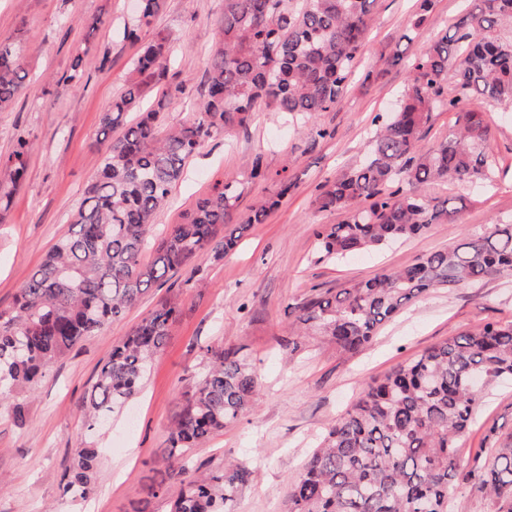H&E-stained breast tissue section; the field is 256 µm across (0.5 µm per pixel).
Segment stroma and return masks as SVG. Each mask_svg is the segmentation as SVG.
<instances>
[{"mask_svg": "<svg viewBox=\"0 0 512 512\" xmlns=\"http://www.w3.org/2000/svg\"><path fill=\"white\" fill-rule=\"evenodd\" d=\"M470 7L469 0H432L423 18L419 0H375L341 98L314 117L330 137L311 142L310 125L261 106L245 126L211 138L190 158L169 204L156 215L154 237L186 222L218 183L244 181L242 215L274 195L276 181L245 180L255 155H265L270 171L288 169L296 185L264 223L252 225L234 252L218 262L197 259L172 282L150 289L28 392L0 403V512H169L167 498L146 497L143 489L167 477L163 459L183 403L184 378L204 370L208 347L250 359L260 390L237 424L189 451L188 465L208 471L245 463L253 475L235 512H283L289 482L370 382L448 337L512 320V275H503L421 295L353 354L319 336L294 337L289 329L294 308L312 295L408 266L493 225L512 224V104L470 95L462 106L479 112L489 128L492 180L427 186L428 194L447 202L450 215L421 236L335 264L318 261L316 254L319 225L346 218L345 211L320 209L323 186L364 158L376 116L393 110L408 87L409 63ZM223 12L224 0H165L153 23L141 29L143 42L160 34L172 41L166 125L182 123L187 104L204 97ZM98 17L102 25L89 31ZM132 20L129 0H0V40L20 44L25 75L20 94L0 112V156L9 155L18 139L31 144L25 180L0 213V310L12 308L19 286L67 233L98 177L101 117L136 77L139 47L120 36ZM173 298L179 312L139 392L113 414L109 429L88 431L82 405L113 342ZM17 404L24 410L20 420L13 412ZM511 435L512 380L499 381L462 442L461 466L494 439ZM79 448L98 451L92 492L85 498L64 489V470Z\"/></svg>", "mask_w": 512, "mask_h": 512, "instance_id": "stroma-1", "label": "stroma"}]
</instances>
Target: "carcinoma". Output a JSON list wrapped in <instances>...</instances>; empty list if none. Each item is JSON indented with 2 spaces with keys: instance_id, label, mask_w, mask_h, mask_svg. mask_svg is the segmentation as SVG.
<instances>
[{
  "instance_id": "obj_1",
  "label": "carcinoma",
  "mask_w": 512,
  "mask_h": 512,
  "mask_svg": "<svg viewBox=\"0 0 512 512\" xmlns=\"http://www.w3.org/2000/svg\"><path fill=\"white\" fill-rule=\"evenodd\" d=\"M165 0H141L138 24L123 38L139 41ZM459 19V36L443 34L410 63V84L398 108L382 119L363 160L325 185L320 208L343 210L341 224L316 231L318 260L334 263L424 233L448 216L424 187L467 183L492 174L489 129L477 112H460L448 138L422 151L432 113L460 108L448 83L485 99L512 102V0H474ZM374 0H224L219 48L200 104L177 126L163 124L167 107L163 61L171 40L159 36L134 60L138 79L112 100L101 134L120 127L103 154L97 180L85 191L66 234L18 289L15 306L0 311V402L19 395L87 336L134 306L150 288L166 284L196 258L220 261L252 224H261L294 186L283 166L280 192L234 221L240 183L229 180L199 201L191 218L173 225L152 249L148 236L187 161L214 135L247 124L265 105L309 119L335 106L359 56ZM20 48L0 41V110L22 88ZM156 89V108L140 110ZM29 142L0 159V176L16 186L26 170ZM263 155L249 177L266 180ZM512 274V224L471 235L458 246L419 257L316 295L297 307L291 329L327 336L355 352L413 299L436 288ZM177 303L167 300L112 345L87 400L89 428L140 389L169 336ZM207 369L186 378L185 403L169 435L168 470L148 495L172 496L171 512H234L252 471L226 464L201 473L182 462L190 449L250 410L258 374L237 353L206 349ZM512 378V322H489L440 342L369 385L329 429L286 492L287 512H453L448 488L469 485L490 512H512V436L482 448L465 468L458 463L467 436L494 382ZM94 448L77 451L65 472L67 488L85 497Z\"/></svg>"
}]
</instances>
